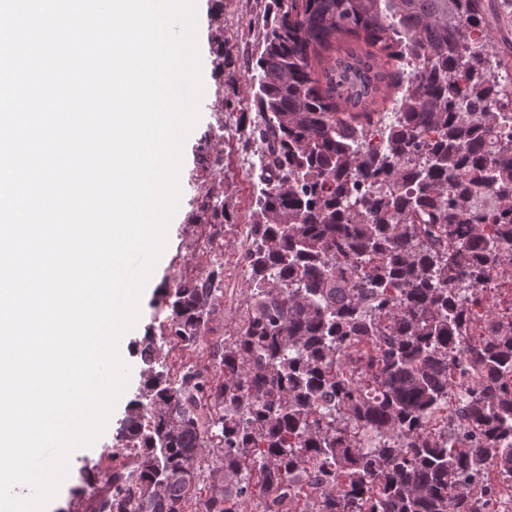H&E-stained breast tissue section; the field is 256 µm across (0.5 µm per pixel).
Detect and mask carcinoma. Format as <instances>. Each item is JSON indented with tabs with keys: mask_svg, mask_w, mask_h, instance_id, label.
Returning a JSON list of instances; mask_svg holds the SVG:
<instances>
[{
	"mask_svg": "<svg viewBox=\"0 0 512 512\" xmlns=\"http://www.w3.org/2000/svg\"><path fill=\"white\" fill-rule=\"evenodd\" d=\"M271 4L247 63L264 150L243 324L178 388L162 347L145 348L152 424L132 401L112 467L73 498L83 512H249L258 492L266 512H485L486 465L512 479V318L469 336L453 297L512 269L481 229L512 243V138L498 135L512 69L484 0ZM162 296L163 342L203 347L215 290L183 280ZM451 371L472 427L450 447L423 423ZM310 481L324 490L303 500Z\"/></svg>",
	"mask_w": 512,
	"mask_h": 512,
	"instance_id": "carcinoma-1",
	"label": "carcinoma"
}]
</instances>
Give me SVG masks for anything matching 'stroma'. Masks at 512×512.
I'll return each mask as SVG.
<instances>
[{
  "instance_id": "obj_1",
  "label": "stroma",
  "mask_w": 512,
  "mask_h": 512,
  "mask_svg": "<svg viewBox=\"0 0 512 512\" xmlns=\"http://www.w3.org/2000/svg\"><path fill=\"white\" fill-rule=\"evenodd\" d=\"M269 3L270 0H222L221 8L216 9L212 6V0H198V39L203 71L207 74L214 72L217 48L223 45L233 50L235 80L210 87L211 107L202 111L196 131L186 141L180 172L181 209L169 226V246L156 270L161 282L180 276L181 272L200 260L194 247L199 227L195 223L196 213L191 199L195 194V185L208 178L201 164V157L207 149H214L224 156V206L231 214L230 222L224 226V251L240 254L245 250L240 227L250 221L256 179L240 168L234 142H217L210 146L205 143L204 134L214 120V109L223 108L225 121L233 123L253 100L254 90L247 73L246 60L261 35ZM156 314L153 297L145 296L140 310V326L126 336L122 351V358L130 367L129 386L111 414L104 434L92 446L70 457L67 490L53 512H70L72 488L82 484L85 475L97 473L108 465L126 407L130 401L142 395L144 338L150 327L155 326Z\"/></svg>"
}]
</instances>
